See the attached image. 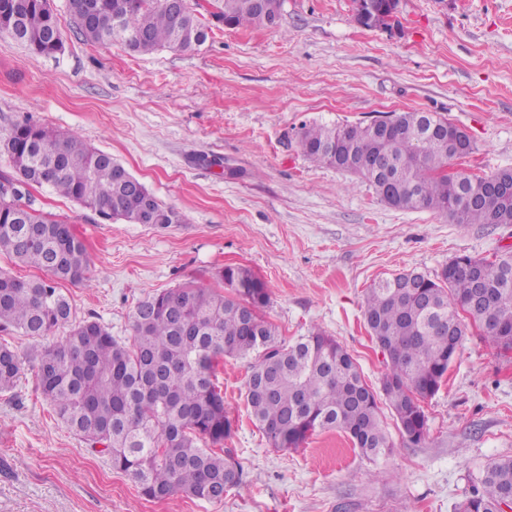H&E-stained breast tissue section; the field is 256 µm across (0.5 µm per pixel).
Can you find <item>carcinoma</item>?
I'll return each instance as SVG.
<instances>
[{
	"mask_svg": "<svg viewBox=\"0 0 512 512\" xmlns=\"http://www.w3.org/2000/svg\"><path fill=\"white\" fill-rule=\"evenodd\" d=\"M228 27H265L255 0H214ZM78 32L91 44L119 43L129 52L186 50L207 39L195 10L179 16L164 0H68ZM0 31L39 55L63 49L50 0H0ZM389 126L363 123L304 124L300 146L312 162L334 167L372 188L398 210H430L455 224H500L499 211L512 200L472 205L465 192L485 181L512 185V169L485 178L465 170L448 172L453 161L474 150L469 134L424 144L421 124L453 127L431 112H399ZM15 175L0 179V252L46 277L21 279L0 269V331L33 339L46 337L71 320L60 281L90 285L89 262L73 225L22 202L28 188L41 186L42 170L57 160L61 171L49 183L59 195L111 216L134 221L140 194L118 181L112 154L88 145L73 132H59L30 120L0 134V156ZM162 217L158 226L179 222L177 213L151 197ZM487 269L494 308L475 318L480 336L512 351V250L493 259L461 255L432 280L407 272L376 282L364 298V321L373 340L387 351L382 391L403 437L412 443L427 433L423 402L440 389L453 349L467 336L459 313L473 292L468 268ZM229 295L182 285L141 301L132 321V342L112 336L97 320L72 324L59 345L37 347L36 388L57 420L90 448L108 457L151 500L174 495L220 501V492L240 484L242 471L222 448L232 432L224 392L216 382L218 359L255 356L246 385L250 414L269 445L300 447L316 430L338 428L363 455L376 459L391 447L380 424L377 394L364 381L354 358L320 328L292 344L276 341L259 315L270 297L266 283L250 269L220 271ZM457 334L448 335L450 325ZM26 359L0 347V393L14 389ZM482 490L461 512H497L512 495V458L490 463Z\"/></svg>",
	"mask_w": 512,
	"mask_h": 512,
	"instance_id": "carcinoma-1",
	"label": "carcinoma"
}]
</instances>
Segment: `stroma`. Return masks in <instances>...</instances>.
<instances>
[{
	"mask_svg": "<svg viewBox=\"0 0 512 512\" xmlns=\"http://www.w3.org/2000/svg\"><path fill=\"white\" fill-rule=\"evenodd\" d=\"M64 41L37 55L0 32V132L31 119L111 153L180 215L165 228L106 221L45 187L34 209L74 225L91 286L61 283L74 321L132 338L140 300L190 283L219 292L227 265L270 291L261 315L282 342L320 327L373 389L384 360L363 317L367 288L411 270L438 279L461 254L512 249V224H454L381 203L335 168L311 162L303 124L370 122L436 112L470 134L462 161L489 175L512 168V0H399L398 24L365 28L354 0H283L272 28H228L204 8V44L137 55L76 33L67 0H51ZM251 358L215 374L234 421L224 445L243 479L222 501L144 497L107 458L57 421L26 368L0 394V512H457L486 466L512 458V352L466 339L439 392L424 403L428 435L368 460L338 429L298 449L271 448L245 403Z\"/></svg>",
	"mask_w": 512,
	"mask_h": 512,
	"instance_id": "1",
	"label": "stroma"
}]
</instances>
